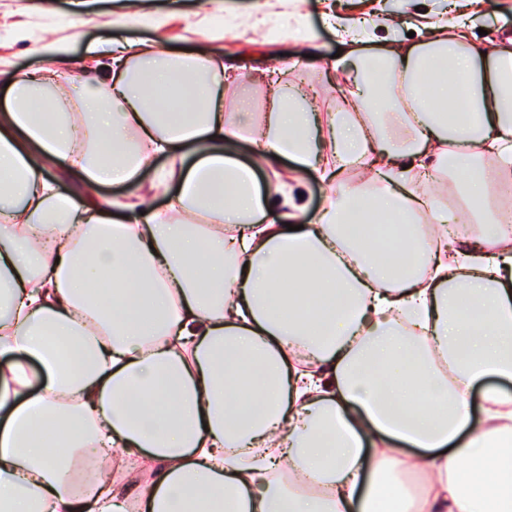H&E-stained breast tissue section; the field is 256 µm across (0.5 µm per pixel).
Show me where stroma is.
I'll return each instance as SVG.
<instances>
[{"label":"stroma","instance_id":"obj_1","mask_svg":"<svg viewBox=\"0 0 512 512\" xmlns=\"http://www.w3.org/2000/svg\"><path fill=\"white\" fill-rule=\"evenodd\" d=\"M180 2V10L175 11L170 0H155V14L143 18L138 27L127 29L116 23L118 0H93L76 21L69 16V0H0V92L11 75L20 71L37 73L50 67L63 79L78 73L95 75L100 67L86 48L109 37L155 41L179 54L207 46L222 52L226 62L245 69L278 67L285 81L305 88L325 86L321 68L301 63L306 46L287 37L290 16L299 10L318 30L320 55L336 53V39L322 23L318 0H267L265 9L258 13L251 8L253 0ZM480 13L477 25L483 33L475 38L480 46L491 47L504 33H512V0H484ZM166 163V157H155L139 183L106 187L102 193L125 203L167 211L175 189L157 175ZM277 173L280 182L302 194L307 217L316 216L327 187L291 161H282Z\"/></svg>","mask_w":512,"mask_h":512}]
</instances>
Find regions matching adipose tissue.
Here are the masks:
<instances>
[{"label": "adipose tissue", "mask_w": 512, "mask_h": 512, "mask_svg": "<svg viewBox=\"0 0 512 512\" xmlns=\"http://www.w3.org/2000/svg\"><path fill=\"white\" fill-rule=\"evenodd\" d=\"M341 47L338 109L298 87L256 79L209 48L175 54L101 40L97 76L61 84L14 75L0 96V512H512V225L487 190L512 187V37L471 40L479 0H380L367 18L319 0ZM415 37H407L408 29ZM384 77L390 109L371 102ZM189 120L159 117L191 85ZM467 95L466 109L456 103ZM239 110H224L226 96ZM54 106L35 127L28 104ZM76 111H62L64 101ZM289 159L329 183L317 216L280 184L260 189L233 155ZM176 186L168 213L113 216L100 186L131 183L155 155ZM487 159L462 186L485 233L452 250L442 228L416 273L345 238L397 207L437 212L449 161ZM78 171L51 181L44 163ZM361 174L342 180L345 171ZM205 213L209 228L191 231ZM170 307L155 331L117 321L94 283L129 258ZM223 272V293L207 275ZM353 310L325 326L324 286ZM481 324L459 315L464 300ZM448 363L447 373L433 365ZM175 383L159 391L161 379ZM481 391V407L470 395ZM425 486L413 494L401 479Z\"/></svg>", "instance_id": "obj_1"}]
</instances>
